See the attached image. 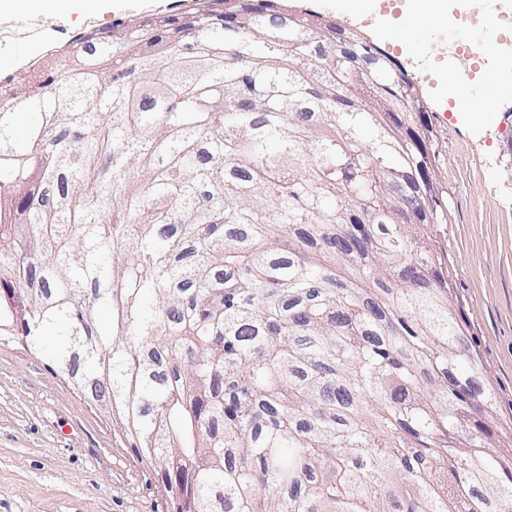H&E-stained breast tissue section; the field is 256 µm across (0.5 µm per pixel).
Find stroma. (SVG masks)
I'll return each instance as SVG.
<instances>
[{
    "label": "stroma",
    "mask_w": 512,
    "mask_h": 512,
    "mask_svg": "<svg viewBox=\"0 0 512 512\" xmlns=\"http://www.w3.org/2000/svg\"><path fill=\"white\" fill-rule=\"evenodd\" d=\"M343 15L333 0H294L353 28L417 77L434 134V177L449 208L434 233L447 252L451 302L491 385L496 422H512V91L488 87L462 55L436 37L418 53L384 37L383 5ZM182 0H109L94 16L44 11L0 18V28L31 27L30 42H0V87L19 92L22 67L75 53L85 31L113 22L182 12ZM35 52H27V44ZM472 73L486 88L473 113L458 110L440 82L441 64ZM51 343L31 349L0 335V512H170L157 469L137 458L108 413L92 405L51 367Z\"/></svg>",
    "instance_id": "stroma-1"
}]
</instances>
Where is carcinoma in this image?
I'll return each instance as SVG.
<instances>
[{
    "instance_id": "cac0c4a2",
    "label": "carcinoma",
    "mask_w": 512,
    "mask_h": 512,
    "mask_svg": "<svg viewBox=\"0 0 512 512\" xmlns=\"http://www.w3.org/2000/svg\"><path fill=\"white\" fill-rule=\"evenodd\" d=\"M89 40L0 95V332L104 382L175 512H512L400 63L289 0Z\"/></svg>"
}]
</instances>
